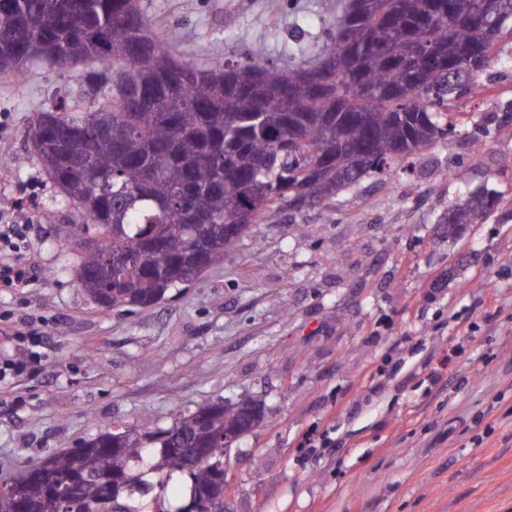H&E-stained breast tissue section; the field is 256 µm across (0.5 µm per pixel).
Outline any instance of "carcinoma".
<instances>
[{
  "instance_id": "1",
  "label": "carcinoma",
  "mask_w": 512,
  "mask_h": 512,
  "mask_svg": "<svg viewBox=\"0 0 512 512\" xmlns=\"http://www.w3.org/2000/svg\"><path fill=\"white\" fill-rule=\"evenodd\" d=\"M321 23L316 50L295 43L286 65L241 52L202 66L138 0H0L1 70L20 75L45 52L88 65L85 90L37 113L31 141L85 219L77 277L96 303L146 308L183 286L196 255L224 264L274 210L406 171L456 134V102L480 94L471 78L512 34V0H346ZM498 202L470 191L444 223L465 228ZM249 418L213 402L176 419L201 457L163 429L100 434L51 454L0 512H112L122 492L151 489L145 469L189 477L173 512H224V435Z\"/></svg>"
}]
</instances>
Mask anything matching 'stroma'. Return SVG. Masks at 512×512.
Returning a JSON list of instances; mask_svg holds the SVG:
<instances>
[{
    "instance_id": "1",
    "label": "stroma",
    "mask_w": 512,
    "mask_h": 512,
    "mask_svg": "<svg viewBox=\"0 0 512 512\" xmlns=\"http://www.w3.org/2000/svg\"><path fill=\"white\" fill-rule=\"evenodd\" d=\"M179 27L181 55L318 32L338 0H141ZM84 67L45 61L0 76V225L22 224L25 288H0V477L123 425L166 428L215 401L251 400L263 423L228 448L224 512H512V42L457 137L411 175L364 178L337 203L278 212L156 306L105 308L79 285L81 213L35 158L32 124L78 93ZM482 130L473 158L463 132ZM500 203L461 238L440 219L467 192ZM322 441L317 455L300 443ZM181 478L114 512H172Z\"/></svg>"
}]
</instances>
